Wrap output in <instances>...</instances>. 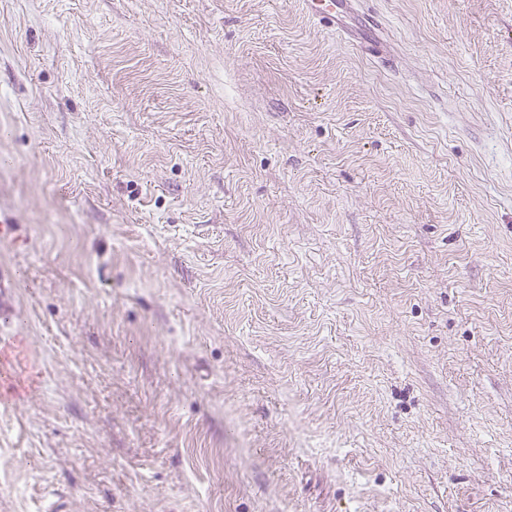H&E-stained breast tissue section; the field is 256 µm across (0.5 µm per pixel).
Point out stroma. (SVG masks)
Segmentation results:
<instances>
[{"label":"stroma","mask_w":512,"mask_h":512,"mask_svg":"<svg viewBox=\"0 0 512 512\" xmlns=\"http://www.w3.org/2000/svg\"><path fill=\"white\" fill-rule=\"evenodd\" d=\"M0 0V512H512V0ZM312 21L324 23L336 32V19L341 12L352 10L354 0H304Z\"/></svg>","instance_id":"obj_1"}]
</instances>
